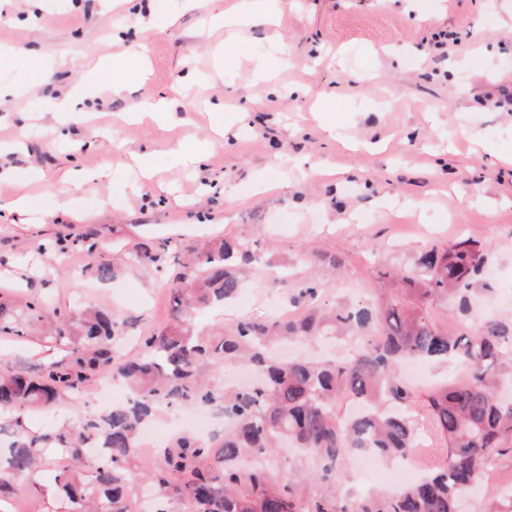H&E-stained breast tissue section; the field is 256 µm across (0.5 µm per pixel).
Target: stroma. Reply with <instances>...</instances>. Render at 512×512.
Returning <instances> with one entry per match:
<instances>
[{"mask_svg":"<svg viewBox=\"0 0 512 512\" xmlns=\"http://www.w3.org/2000/svg\"><path fill=\"white\" fill-rule=\"evenodd\" d=\"M171 25L143 36L131 22L132 0H0V50L52 58L44 84L24 64L0 66V165L29 183L26 217L0 209V302L22 309L43 299L62 315L93 306L120 314L127 336H147L170 319L168 292L201 242L250 243L255 260L237 269V296L202 317L233 329L251 319H299L300 288L316 287L324 309L385 296L413 305L410 270L431 248L457 240L480 245L487 292L471 314L451 299L424 311L441 330L469 335L488 318H512V112L495 107L512 88V0H280L278 26L256 25L246 39L208 22V0H155ZM456 32L447 60L432 59L431 38ZM95 44L97 57L85 54ZM145 54L150 77L115 97L87 82L98 57ZM209 86L196 96L189 78ZM471 88L468 97L458 86ZM75 86L66 120L51 98ZM176 103L160 125L127 119L143 98ZM99 130L84 147L86 116ZM224 137L199 168H177L182 141ZM72 168L73 183L58 181ZM71 202L61 212V199ZM96 251H89V244ZM166 248L165 262L135 251ZM107 257L111 280L94 267ZM67 342L0 336V364L63 360ZM92 388L59 407L24 411L32 434L99 416ZM425 440L417 462L435 471L447 461L424 404L409 409ZM46 484L0 502V512H55L47 491L61 461L46 451ZM512 485V453L499 456L466 512H512L490 489Z\"/></svg>","mask_w":512,"mask_h":512,"instance_id":"stroma-1","label":"stroma"}]
</instances>
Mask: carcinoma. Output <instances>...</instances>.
<instances>
[{
	"mask_svg": "<svg viewBox=\"0 0 512 512\" xmlns=\"http://www.w3.org/2000/svg\"><path fill=\"white\" fill-rule=\"evenodd\" d=\"M252 258L240 241L204 245L170 289L169 324L143 337L135 356L116 351L121 318L91 308L77 318H59L53 339L74 343L68 359L43 363L34 373L24 365L1 366L0 410L51 405L101 372L118 378L134 401L42 436L14 421L15 440L0 460V494L27 492L32 473L46 465L43 448L52 445L68 459L55 475L62 512H129L132 488L144 484L156 491L155 512L184 503L191 512H460V501L484 481L497 457L512 451V401L498 396L501 359L512 353V319H491L472 335L450 336L417 307L386 301L314 310L298 322H241L232 333L200 330L197 314L237 294L234 270ZM483 274L480 249L460 240L422 254L401 280L422 304L452 295L464 313ZM327 329L355 334L353 353L314 363L282 361L269 351L275 340L310 338ZM0 334H25L16 312L1 305ZM232 359L251 363L260 379L218 391L210 377ZM404 359L457 369L425 399L448 461L392 495L368 494L343 504L336 488L319 486L341 472L351 454L405 460L414 447L407 409L419 397L398 372ZM350 397L364 399L369 408L343 420L336 406ZM212 401L224 404L230 423L222 439L178 435L161 450L157 467L136 471L145 422L163 407ZM284 439L320 468L298 481L281 480L272 461ZM94 442L104 444V456H89L87 445Z\"/></svg>",
	"mask_w": 512,
	"mask_h": 512,
	"instance_id": "1",
	"label": "carcinoma"
}]
</instances>
